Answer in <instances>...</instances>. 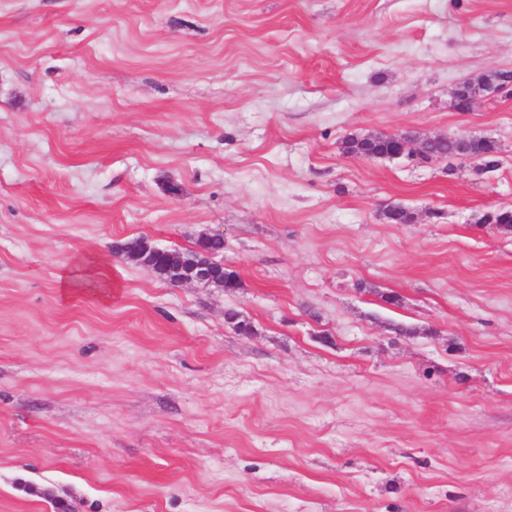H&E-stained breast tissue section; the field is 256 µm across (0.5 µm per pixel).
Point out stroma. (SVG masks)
<instances>
[{"mask_svg":"<svg viewBox=\"0 0 512 512\" xmlns=\"http://www.w3.org/2000/svg\"><path fill=\"white\" fill-rule=\"evenodd\" d=\"M498 70L512 0H0V512H512ZM217 232L232 294L114 251ZM343 152L357 157H381L392 153V145L389 136L385 134L352 135L345 140ZM446 138L452 140H435L430 142H422L420 143V147L422 151L419 155L422 159H428V157L433 158H451L455 155H461L465 159H470L469 157H476L475 160L479 161L480 164L478 166V170L481 171H491V169L498 166V159L496 157L497 146L496 144L490 140H482L477 142H472L468 145H465L464 148L469 151L463 154L460 149L462 146L457 143L455 140L460 142H469L472 140L479 139L480 137L475 136H445ZM111 280L110 272L103 263L81 257L71 271L59 277V285L66 294L71 292L72 288H82V284L92 282L97 284L101 291L99 300H105L110 296L108 288Z\"/></svg>","mask_w":512,"mask_h":512,"instance_id":"stroma-1","label":"stroma"}]
</instances>
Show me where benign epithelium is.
<instances>
[{"label": "benign epithelium", "instance_id": "7a95c632", "mask_svg": "<svg viewBox=\"0 0 512 512\" xmlns=\"http://www.w3.org/2000/svg\"><path fill=\"white\" fill-rule=\"evenodd\" d=\"M391 139L395 144V152L392 154L394 158L409 154L418 148V142L411 140L409 135H393ZM222 239V233L202 237L197 253L187 257L177 256L168 249L153 246L144 238L126 249V253L131 260L143 264L154 272L160 269L167 270L173 276L175 284L196 282L222 288L224 262L215 260L214 253L207 248L209 242Z\"/></svg>", "mask_w": 512, "mask_h": 512}]
</instances>
